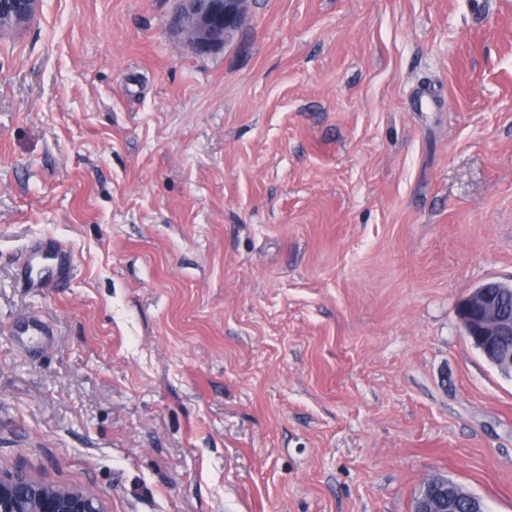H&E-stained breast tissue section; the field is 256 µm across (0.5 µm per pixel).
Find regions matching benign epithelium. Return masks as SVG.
<instances>
[{
	"label": "benign epithelium",
	"instance_id": "1",
	"mask_svg": "<svg viewBox=\"0 0 512 512\" xmlns=\"http://www.w3.org/2000/svg\"><path fill=\"white\" fill-rule=\"evenodd\" d=\"M41 0H0V23L20 29L37 17ZM245 0H179L174 19L178 33L198 55L223 48L243 20ZM505 284L489 281L460 306L466 334L504 372L512 373V317L501 308ZM0 512H106L103 497L84 488H61L17 468L0 472Z\"/></svg>",
	"mask_w": 512,
	"mask_h": 512
}]
</instances>
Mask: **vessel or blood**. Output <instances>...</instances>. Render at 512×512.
<instances>
[{
    "mask_svg": "<svg viewBox=\"0 0 512 512\" xmlns=\"http://www.w3.org/2000/svg\"><path fill=\"white\" fill-rule=\"evenodd\" d=\"M72 253L54 240L36 241L27 246L19 263V270L28 287L43 290L59 287L72 271ZM17 346L28 352L53 346L58 338L45 321L28 317L16 325Z\"/></svg>",
    "mask_w": 512,
    "mask_h": 512,
    "instance_id": "obj_1",
    "label": "vessel or blood"
}]
</instances>
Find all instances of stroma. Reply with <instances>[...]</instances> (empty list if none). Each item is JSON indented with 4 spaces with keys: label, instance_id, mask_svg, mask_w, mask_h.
Instances as JSON below:
<instances>
[{
    "label": "stroma",
    "instance_id": "stroma-1",
    "mask_svg": "<svg viewBox=\"0 0 512 512\" xmlns=\"http://www.w3.org/2000/svg\"><path fill=\"white\" fill-rule=\"evenodd\" d=\"M176 8L0 37V470L107 512H412L431 475L512 512V377L458 315L512 282V0H248L206 56ZM44 237L75 265L37 293ZM72 253L55 240L35 241L27 246L19 270L28 288H57L72 271ZM14 338L17 346L30 353L53 346L58 341L48 323L32 316L16 325Z\"/></svg>",
    "mask_w": 512,
    "mask_h": 512
}]
</instances>
